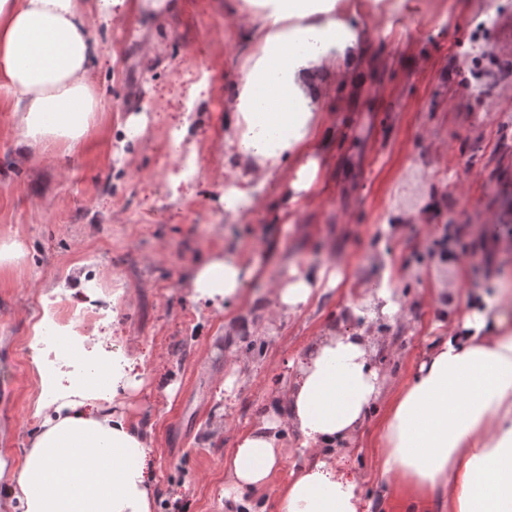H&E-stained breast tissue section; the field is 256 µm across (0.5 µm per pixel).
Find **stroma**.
I'll return each instance as SVG.
<instances>
[{
  "label": "stroma",
  "instance_id": "35a3bbf8",
  "mask_svg": "<svg viewBox=\"0 0 512 512\" xmlns=\"http://www.w3.org/2000/svg\"><path fill=\"white\" fill-rule=\"evenodd\" d=\"M391 36L355 16L377 60L357 98L332 85L320 118L335 135L320 156L308 207L276 223L287 179L267 186L243 218L224 216L228 180L226 96L239 76L235 30L245 0H177L174 10L93 21L100 50L92 68L102 98L84 141L69 148L18 145L9 96L0 92V235L26 254L0 269V463L20 471L37 427L38 377L32 326L45 301L61 324L108 335L141 361V385L124 410L151 447L155 512H224V461L239 437L284 402L301 361L321 336L344 330V309L366 305L385 269L404 310L387 348L392 393L415 369L440 315H454L459 293L492 292L512 273V0H386ZM346 100L337 108V100ZM181 129L201 175L173 187L161 172L165 138ZM435 199L428 224L387 225L410 203ZM456 238H449V227ZM255 270L229 306L193 302L191 270L214 252ZM336 272L296 313L279 310L274 284L290 266ZM83 288L69 292L73 272ZM116 296L103 327L92 294ZM265 346L255 356L251 343ZM232 392H224L226 377ZM376 406L356 442L336 449L338 467L360 481L364 512H406L376 474ZM284 456L252 499L273 506L307 463L296 429L285 427Z\"/></svg>",
  "mask_w": 512,
  "mask_h": 512
}]
</instances>
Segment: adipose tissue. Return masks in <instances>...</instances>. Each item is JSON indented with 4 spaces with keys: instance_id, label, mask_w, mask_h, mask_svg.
Segmentation results:
<instances>
[{
    "instance_id": "obj_1",
    "label": "adipose tissue",
    "mask_w": 512,
    "mask_h": 512,
    "mask_svg": "<svg viewBox=\"0 0 512 512\" xmlns=\"http://www.w3.org/2000/svg\"><path fill=\"white\" fill-rule=\"evenodd\" d=\"M356 0H247L239 33L248 48L226 101L233 176L224 210L239 217L287 164L293 178L279 211L304 203L333 129L317 114L328 79L359 89L369 66ZM83 0H0V89L12 96L20 145H78L100 107L91 79L97 54L86 37ZM253 271L214 254L187 281L194 302L236 300ZM323 272L292 267L276 284L280 309L300 311ZM445 336L423 351L412 378L379 421L377 473L404 490L408 512H512V285L462 294ZM365 336L323 337L286 403L238 441L228 463L225 512H262L243 495L263 488L278 466L282 423L308 448L354 438L382 394ZM38 427L18 474L0 490L20 512H155L149 445L123 412L139 381L122 351L66 329L62 347L36 348ZM353 479L327 462L307 465L281 491L277 512H359Z\"/></svg>"
}]
</instances>
